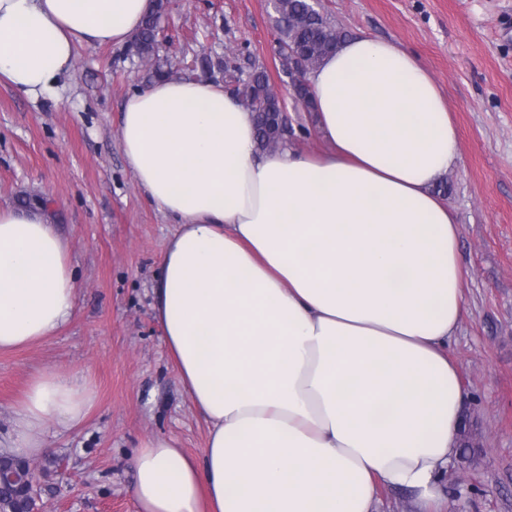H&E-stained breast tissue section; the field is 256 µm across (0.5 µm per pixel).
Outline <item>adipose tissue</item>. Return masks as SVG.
<instances>
[{"mask_svg": "<svg viewBox=\"0 0 512 512\" xmlns=\"http://www.w3.org/2000/svg\"><path fill=\"white\" fill-rule=\"evenodd\" d=\"M153 0H0V82L55 92L80 45L125 46ZM314 154L259 151L223 85L131 93L119 143L176 226L153 286L203 460L141 442L137 512H375L380 488L437 512L466 394L449 347L468 313L458 223L437 191L460 161L438 83L400 44L345 38L309 76ZM79 284L43 207H0V352L52 336ZM96 403L86 373L35 374L9 449L48 453Z\"/></svg>", "mask_w": 512, "mask_h": 512, "instance_id": "1", "label": "adipose tissue"}]
</instances>
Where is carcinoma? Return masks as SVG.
<instances>
[{"label": "carcinoma", "instance_id": "carcinoma-1", "mask_svg": "<svg viewBox=\"0 0 512 512\" xmlns=\"http://www.w3.org/2000/svg\"><path fill=\"white\" fill-rule=\"evenodd\" d=\"M168 9L164 0H158V7L145 20L136 34L133 46L135 53L147 60L154 61V74L164 77V70L158 61V43L156 30L162 16ZM276 30L278 51L282 52L280 67L283 72L290 70L294 57L288 51L300 52V59L307 66V71L315 70L324 56L336 44L344 39L342 34L330 20L318 11L313 10L309 0H277ZM235 94L250 112L257 113V139L261 148L271 142L286 141L283 128L271 118L278 110V101L270 96L266 89V74L263 68L256 67L252 71V79L244 81L236 87ZM23 460L9 454H0V512H15L18 488L21 484L9 481L6 476L19 474L23 471Z\"/></svg>", "mask_w": 512, "mask_h": 512}]
</instances>
